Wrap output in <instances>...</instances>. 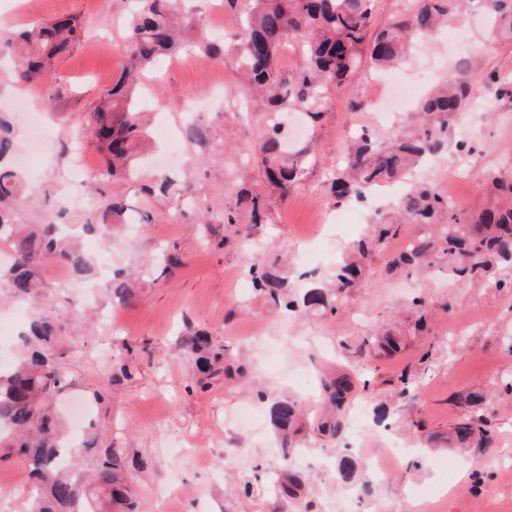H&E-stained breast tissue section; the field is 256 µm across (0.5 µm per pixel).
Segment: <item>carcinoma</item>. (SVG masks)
I'll return each mask as SVG.
<instances>
[{"label": "carcinoma", "mask_w": 512, "mask_h": 512, "mask_svg": "<svg viewBox=\"0 0 512 512\" xmlns=\"http://www.w3.org/2000/svg\"><path fill=\"white\" fill-rule=\"evenodd\" d=\"M122 42L125 61L118 78L106 89L101 102L88 114L87 126L104 154L103 177L132 172L135 149L144 138L136 111L134 92L137 75L154 57L175 55L186 38L174 13V0H137ZM373 0H225L237 6L243 16L236 39L243 89L263 98L267 105L264 131L254 147L258 167L268 186L285 200L304 175L314 149L304 146L284 155V136L277 117L301 108L312 122L326 113L332 96L343 91L358 76L362 66L391 68L407 57L409 37L438 29L447 19L450 0H411L410 7L391 24L379 28L372 14ZM493 22L492 40L512 39V0H482ZM81 23L76 16H61L48 23L34 24L22 31L0 27V48L18 57L17 79L30 83L50 71L55 60L70 54L79 38ZM295 42L304 56L301 64L287 74L277 67L283 46ZM495 86V99L512 100V80L496 74L479 76L468 68L447 85L435 89L418 107L413 132L396 136L388 143L364 133L351 143L347 165L331 174L330 191L336 202L359 200L367 190L405 179L408 171L424 158L448 149V123L463 111L474 82ZM15 143L10 123L0 117V243L8 245L12 263L0 271V286L17 298L38 299L43 281L40 270L51 258L79 279L97 275V265L72 236L56 224L15 223L11 204L38 192L24 173L13 166ZM493 199L482 211L470 214L435 186H411L401 197L398 216L369 224L362 239L352 248V258L336 269L331 293L309 289L304 307L333 314L345 293L356 287L362 264L409 224L430 231L414 237L412 247L390 261L388 273L425 270L432 257L444 259L453 271L478 275L489 286L508 292L512 277L496 275L504 264L512 268V177L495 172L487 176ZM270 195L239 189L224 202V225L236 227L240 216L250 224H264L270 211ZM124 206L105 200L87 216L86 231L112 238ZM254 290L281 305V284L263 263L249 268ZM110 296L127 304L132 299L129 279L118 270L107 281ZM59 335L50 318L37 314L23 333L27 354L7 369H0V451L7 458L20 457L33 483L28 491V512H136L134 492L125 474L122 451L105 450L89 488L83 489L69 472L73 455L62 433V423L52 408L56 396L66 387V377L56 360L54 342ZM182 352L192 358L205 386L214 363L224 357V347L205 332L181 341ZM324 394L336 415L320 424L321 431L334 435L341 426V414L350 400V385L343 378L324 384ZM298 418V406L289 400L270 405V419L283 434V454H288V429ZM454 441L478 447L487 440L484 419L478 414L454 427Z\"/></svg>", "instance_id": "cac0c4a2"}]
</instances>
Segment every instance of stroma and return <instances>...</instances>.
Wrapping results in <instances>:
<instances>
[{"label": "stroma", "instance_id": "35a3bbf8", "mask_svg": "<svg viewBox=\"0 0 512 512\" xmlns=\"http://www.w3.org/2000/svg\"><path fill=\"white\" fill-rule=\"evenodd\" d=\"M130 6V0H46L33 14L25 0H0V23L6 25L22 28L66 15L82 24L73 52L40 82L18 81L10 59H0V115L12 126L18 155L28 151L29 131L13 101H25L49 120V146L28 170L41 193L16 207V222L56 220L68 145L77 138L90 165L86 180L93 202L117 196L129 211L154 217L139 235L119 233L109 244L84 236V249L98 264L124 270L155 267L164 245L177 246L185 260L172 272L155 268L135 297L113 312L111 323L103 318L110 310L106 293L77 299L60 284L66 270L52 262L41 269V305L10 298L0 288V313H11L17 323L0 335V346L14 356L24 351L17 328L33 315H47L62 327L56 353L68 386L55 407L62 413L69 397L82 399L90 409L88 424L99 435L97 450H73L82 472L94 468L101 449H123L139 512H336L344 499L349 512H512V394L497 388L501 376L512 375V348L502 341L512 335V293L482 281L462 282L442 260L423 272L389 277L384 266L398 251L394 245L371 258L362 282L333 316L275 307L250 287L247 269L256 261L275 265L292 298L328 287L375 214H394L401 195L396 186L380 190L381 205L365 202L329 225L331 244L311 263L296 261L305 239L317 232L316 210L333 205L329 172L342 164L349 139L371 126L365 88L372 71L361 72L329 104L321 125L300 123L293 143L315 142L317 160L287 200L273 203L270 223L242 224L230 233L224 196L259 180L250 155L264 106L241 98L236 29L228 24L232 13L224 0H176L179 18L191 22L187 38L211 34L217 73L178 56L157 58L140 85L146 132L136 151L139 176H99L101 153L87 135L86 115L120 72ZM489 28L485 13L468 0L446 31L418 41L404 72L428 69L432 88L452 79L462 64L482 77H512V42L489 41ZM462 117V123L449 124L450 146L424 180L452 191L474 213L488 202L486 172H512V101L496 100L482 80L474 84ZM460 141L467 150H457ZM165 176L196 201L175 224L167 221L172 198L149 190ZM418 296L427 301L421 333L410 308ZM198 329L223 345L233 372L204 389L196 384L194 362L179 352L180 340ZM389 332L404 336L393 354L375 343ZM119 360L129 361L130 377L113 369ZM404 375L410 379L405 393L399 383ZM338 377L350 380L353 403L364 406V450L347 452L350 425L333 436L318 430L327 414L322 384ZM473 393L489 399L490 439L482 448L449 446L448 433L466 417L464 399ZM275 399L298 402L306 413L287 459L273 438L269 407ZM391 440L406 446L404 456L390 457ZM347 455L355 463L348 477L337 469ZM287 475L302 482L298 498L277 490ZM248 480L254 483L249 493ZM28 484L21 459L1 461L0 512H26Z\"/></svg>", "mask_w": 512, "mask_h": 512}]
</instances>
